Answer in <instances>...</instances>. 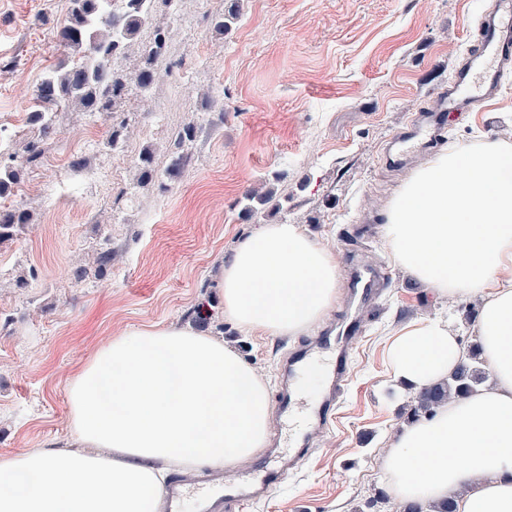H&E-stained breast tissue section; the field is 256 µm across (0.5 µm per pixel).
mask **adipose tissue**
<instances>
[{
    "mask_svg": "<svg viewBox=\"0 0 512 512\" xmlns=\"http://www.w3.org/2000/svg\"><path fill=\"white\" fill-rule=\"evenodd\" d=\"M383 237L438 294L481 297L477 342L489 385L403 427L382 466L396 502L426 512H512V145L449 147L415 172ZM332 251L296 224H265L219 271L224 317L247 333L297 336L336 299ZM465 352L454 327L424 320L391 340L395 380L447 379ZM66 447L0 456V512H154L162 467L230 468L264 448L268 388L223 341L146 324L99 346L67 383Z\"/></svg>",
    "mask_w": 512,
    "mask_h": 512,
    "instance_id": "ef3b65f1",
    "label": "adipose tissue"
}]
</instances>
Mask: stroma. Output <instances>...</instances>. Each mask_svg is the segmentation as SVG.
<instances>
[{"label": "stroma", "instance_id": "obj_1", "mask_svg": "<svg viewBox=\"0 0 512 512\" xmlns=\"http://www.w3.org/2000/svg\"><path fill=\"white\" fill-rule=\"evenodd\" d=\"M492 2L241 0L222 37L210 19L225 0H160L137 39L168 28L157 67L180 65L179 77L147 93L131 86L116 150L103 147L110 117L65 104L40 142L44 156L76 152L91 171L124 158L123 198L114 199L109 181L89 191L63 168L28 165L0 197L31 215L0 241V455L64 441L69 376L97 347L146 323L188 324L223 339L277 393L288 352L334 323L340 304L300 335H248L225 321L217 276L254 227L288 222L337 259L353 250L386 266L392 284L362 310L332 427L247 512H357L387 496L382 453L417 396L391 378L388 343L413 322L443 317L471 349L480 303L438 295L392 259L381 226L410 175L386 168L382 153L447 88ZM68 7L0 0V128L13 143L39 130L33 91L65 56L52 30L66 24ZM190 122L198 127L190 158L165 175L176 134ZM478 140L512 143V73L495 98L450 118L448 145ZM146 149L160 174L141 186L133 172ZM250 190L272 192L273 201L248 217ZM106 249L112 261L103 266Z\"/></svg>", "mask_w": 512, "mask_h": 512}]
</instances>
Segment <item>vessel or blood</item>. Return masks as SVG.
<instances>
[{
	"instance_id": "obj_1",
	"label": "vessel or blood",
	"mask_w": 512,
	"mask_h": 512,
	"mask_svg": "<svg viewBox=\"0 0 512 512\" xmlns=\"http://www.w3.org/2000/svg\"><path fill=\"white\" fill-rule=\"evenodd\" d=\"M512 70V0H495L491 13L479 29V43L459 65L447 90L439 93L426 109L398 131L386 146L385 165H401L415 152H424L440 144L447 133L449 113L461 104L475 105L501 89L502 80ZM350 297L368 303L386 284L384 269L349 262L344 269ZM361 332L360 318H353L338 333L319 336L317 346L334 352L335 361L326 397L308 408L309 428L299 430L293 439L296 452L287 465L276 464L264 456L254 466L250 479L228 481L218 471L201 475L186 474L170 481L159 500V512H184L193 503L195 512H244L255 501L267 496L282 480L284 471L297 467L309 454L315 432L331 424L349 380L353 340Z\"/></svg>"
}]
</instances>
